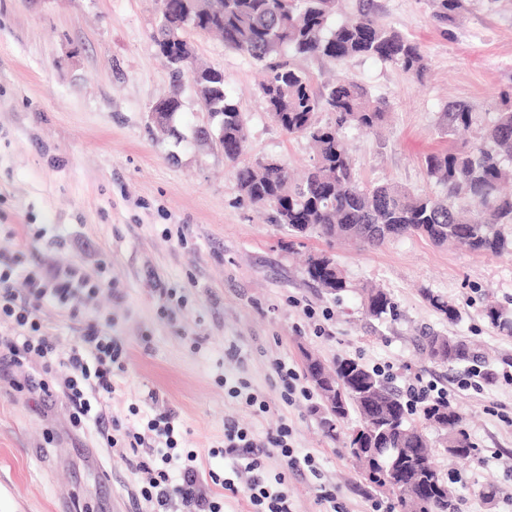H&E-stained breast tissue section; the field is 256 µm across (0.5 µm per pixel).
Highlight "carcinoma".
<instances>
[{"label": "carcinoma", "mask_w": 512, "mask_h": 512, "mask_svg": "<svg viewBox=\"0 0 512 512\" xmlns=\"http://www.w3.org/2000/svg\"><path fill=\"white\" fill-rule=\"evenodd\" d=\"M340 0H197L190 21L177 11H163L154 41L165 52L162 39L172 30L191 24L196 30L222 38L230 50L249 56L264 72L261 90L273 121L290 135L307 138L317 159L296 179L284 164L265 165L257 160L237 170L243 200L268 208L271 220L292 238L317 236L357 242V248L378 247L386 241L417 235L436 246L452 244L471 252L495 256L512 255V238L503 228L512 226V195L503 192L512 182V105L499 108L495 120L479 141L463 148L425 157L427 175L442 193L414 194L382 183H359L343 135L347 127L376 130L384 123L388 104L349 79L338 78L320 91L311 88L307 73L294 63L316 57L333 61L368 57L399 67L423 80L428 71L421 46L397 31L382 27L370 10L336 25L330 19ZM463 0H433L432 19L438 25L453 21ZM201 75H214L204 92L211 95L213 112L224 114V147L246 143L242 113L224 91V80L214 69L192 66ZM319 112L334 115L321 124ZM308 278L330 294L347 290L342 270L335 262L306 267ZM366 314L376 319L397 316L394 302L382 289L364 288ZM421 351L433 362L452 366L476 361L479 352L456 336L429 334L420 337ZM322 367L336 376V401L325 398L326 388L315 389L322 402V427L336 435L337 425L353 413L371 434L360 442L363 453L352 451L358 443L349 437V455L368 483L394 495L406 512H458L455 495L441 474L433 444L424 426H448L441 433L442 448L450 458L464 459L475 452L466 431L458 426L462 417L448 403L423 407L419 424L401 397L389 389L370 368L352 358L331 363L311 355L304 367L312 373ZM395 448L399 464L428 483L429 501H405L381 462Z\"/></svg>", "instance_id": "carcinoma-1"}]
</instances>
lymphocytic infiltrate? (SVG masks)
<instances>
[{"mask_svg": "<svg viewBox=\"0 0 512 512\" xmlns=\"http://www.w3.org/2000/svg\"><path fill=\"white\" fill-rule=\"evenodd\" d=\"M97 277L87 276L72 264L47 265L27 260L19 251H0V365L33 364L40 375L25 377L24 387L46 395L61 393L69 409L70 423L81 430L95 424L108 448L130 449L153 441L155 452L143 468L153 477L141 487V498L156 512H224L223 490H234L231 479L218 475L203 477L198 454H177L180 435L176 415L157 410L146 422L145 432L125 430L122 436L110 431L111 419L104 402L117 390L116 379L128 369L125 344L110 336L99 323L85 324L70 347H62L47 336L40 312L51 302L78 317L81 305L94 300L102 289L112 288L107 262H100ZM292 430L279 424L259 438L236 420L224 423V456L238 461L247 474V490L255 512H293L285 479L270 473L265 458L277 456L292 470L320 477L313 455H298L291 444ZM221 492H214V485Z\"/></svg>", "mask_w": 512, "mask_h": 512, "instance_id": "f902f5d3", "label": "lymphocytic infiltrate"}]
</instances>
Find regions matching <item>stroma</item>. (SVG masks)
Instances as JSON below:
<instances>
[{
  "label": "stroma",
  "mask_w": 512,
  "mask_h": 512,
  "mask_svg": "<svg viewBox=\"0 0 512 512\" xmlns=\"http://www.w3.org/2000/svg\"><path fill=\"white\" fill-rule=\"evenodd\" d=\"M366 4L380 24L420 43L430 63L424 80L365 57L334 64L309 57L299 65L314 88L344 77L388 102L379 132H345L363 183L433 191L425 156L477 141L501 92L512 89V0H464L456 22L442 27L431 19V0H343L341 18ZM159 16L157 0H0V249L90 273L104 257L117 286L77 319L45 304L48 335L67 347L84 323L107 324L130 356L108 414L123 421L131 406L148 411V392L159 391L200 468L233 479L237 491L225 493L224 512L253 510L245 477L216 452L228 418L259 438L288 423L294 448L316 457L319 482L279 458L267 461L284 474L295 512H331L320 498L324 485L344 512H374L378 499L399 512L394 496L373 490L354 469L341 442L357 416L333 439L321 427L318 400H283L274 362L300 371L308 352L329 362L390 364L388 384L397 391L418 376L447 388L476 446L463 461L435 450L442 473L454 477L459 512H512V368L505 364L512 357V257L417 236L363 251L317 237L290 241L243 202L221 147L196 141L209 118L192 84L184 86L173 134L153 129L149 112L171 84L152 38ZM186 37L199 61L223 73L225 92L244 115L243 162L273 157L296 172L312 165L309 141L271 120L259 66L211 35L190 30ZM455 103L471 107L469 129L449 121ZM39 228L45 237L31 238ZM321 252L341 266L350 291L335 297L308 278L302 257ZM366 284L390 294L396 318L366 315L357 293ZM163 286L176 289L178 301L162 306L156 290ZM431 294L454 304L457 318L433 308ZM492 305L503 323L488 317ZM428 332L479 346L476 386L459 384L469 364L449 368L419 353L414 338ZM28 372L0 368L6 512H151L134 498L147 476L133 461L147 459V449L100 447L95 426L72 427L62 398L11 387ZM241 380L266 412L229 396L228 385ZM491 482L501 492L488 502L482 491Z\"/></svg>",
  "instance_id": "1"
}]
</instances>
